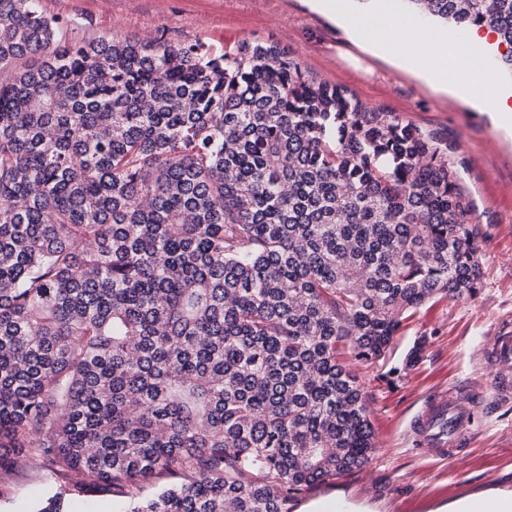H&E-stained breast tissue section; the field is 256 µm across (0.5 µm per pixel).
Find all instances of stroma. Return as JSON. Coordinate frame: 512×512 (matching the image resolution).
<instances>
[{"instance_id": "stroma-1", "label": "stroma", "mask_w": 512, "mask_h": 512, "mask_svg": "<svg viewBox=\"0 0 512 512\" xmlns=\"http://www.w3.org/2000/svg\"><path fill=\"white\" fill-rule=\"evenodd\" d=\"M48 12L103 38L151 41L167 29L171 42L196 38L220 47L272 41L288 49L305 73L341 86L363 102L438 133L474 201L472 223L481 226L482 288L472 299L439 295L406 318L389 365H401L419 337L420 360L395 385L365 369L369 420L376 451L352 473L313 486L288 512H438L491 488L512 491V403L490 399L491 375L483 359L497 332L512 326V126L461 104L449 108L442 92L416 74L382 59L369 41L352 38L316 0H42ZM473 394L476 413L469 445L441 461L414 449L409 423L434 391ZM64 478L24 464L0 474V512H38L66 490Z\"/></svg>"}]
</instances>
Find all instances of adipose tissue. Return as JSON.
I'll list each match as a JSON object with an SVG mask.
<instances>
[{"instance_id": "obj_1", "label": "adipose tissue", "mask_w": 512, "mask_h": 512, "mask_svg": "<svg viewBox=\"0 0 512 512\" xmlns=\"http://www.w3.org/2000/svg\"><path fill=\"white\" fill-rule=\"evenodd\" d=\"M327 8L361 35L382 28L389 35L383 52L409 70L423 75L429 83L448 89V104L466 101L480 110L512 123V91L491 76V66L483 53L491 35L487 29H470L464 39L446 38L431 29L397 17L394 11L352 17L349 0H327Z\"/></svg>"}]
</instances>
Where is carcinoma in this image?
I'll return each mask as SVG.
<instances>
[{"mask_svg":"<svg viewBox=\"0 0 512 512\" xmlns=\"http://www.w3.org/2000/svg\"><path fill=\"white\" fill-rule=\"evenodd\" d=\"M488 26L512 0H408ZM437 133L273 42L96 38L0 0V472L35 460L130 512H288L369 463L340 345L387 367L408 314L481 288ZM180 486L150 499L153 475Z\"/></svg>","mask_w":512,"mask_h":512,"instance_id":"1","label":"carcinoma"}]
</instances>
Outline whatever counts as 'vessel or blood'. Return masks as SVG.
<instances>
[{
  "label": "vessel or blood",
  "instance_id": "b4317fda",
  "mask_svg": "<svg viewBox=\"0 0 512 512\" xmlns=\"http://www.w3.org/2000/svg\"><path fill=\"white\" fill-rule=\"evenodd\" d=\"M500 369L493 375V397L500 402L512 400V331L496 336L490 350ZM461 397L453 392H436L413 422L412 431L422 440L429 456L444 460L469 444L470 416L459 408Z\"/></svg>",
  "mask_w": 512,
  "mask_h": 512
}]
</instances>
